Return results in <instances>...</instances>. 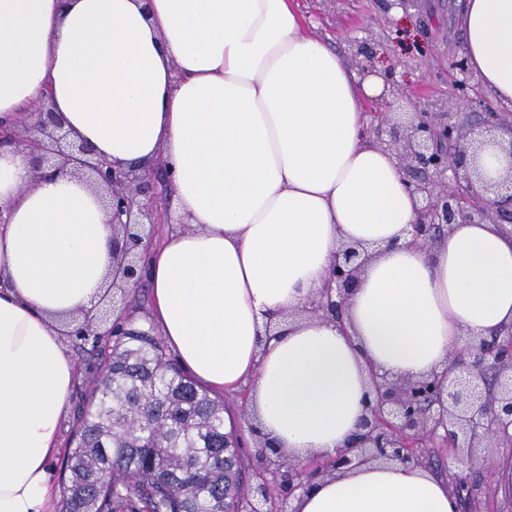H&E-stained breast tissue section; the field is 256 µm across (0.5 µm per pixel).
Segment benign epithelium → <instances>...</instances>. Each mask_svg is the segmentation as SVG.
<instances>
[{
  "mask_svg": "<svg viewBox=\"0 0 512 512\" xmlns=\"http://www.w3.org/2000/svg\"><path fill=\"white\" fill-rule=\"evenodd\" d=\"M464 75L459 94L446 102V111L413 112L401 119L394 99L404 95L386 76L392 100L368 112V125L378 143L391 150L408 177L409 187L422 201L418 220L411 225V244L426 247L448 232L453 224H498L512 227V116L490 111L481 120L485 132L509 136L510 175L494 183L484 180L471 165L479 147L472 131L459 121L453 108L473 97L472 76L464 59L452 62ZM25 151L37 179L69 173L87 179L104 195L108 223L113 230V265L110 289L127 297L141 283L143 240L147 224H169L171 177L165 166L147 171L110 162L83 141L70 138L51 93L27 113L6 126L0 124V149ZM371 259L359 244L342 242L333 255L318 296L305 304L301 315L328 318L344 325L347 302L358 275ZM112 312L103 303L82 314L83 329L94 336ZM372 389L366 398L358 430L344 448L324 456L321 466L283 456L268 442L257 445L261 468L246 495L234 487L224 490V512H282L271 493V483L288 478V491H307L321 478L342 474L374 462L426 466L419 445L440 439L454 451L462 465L457 481L449 483L459 512H472L478 479L495 464L486 454L491 448L512 452V328L482 338L450 356L443 371L416 379L391 378L369 367Z\"/></svg>",
  "mask_w": 512,
  "mask_h": 512,
  "instance_id": "1",
  "label": "benign epithelium"
}]
</instances>
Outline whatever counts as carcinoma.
I'll list each match as a JSON object with an SVG mask.
<instances>
[{
    "label": "carcinoma",
    "instance_id": "carcinoma-1",
    "mask_svg": "<svg viewBox=\"0 0 512 512\" xmlns=\"http://www.w3.org/2000/svg\"><path fill=\"white\" fill-rule=\"evenodd\" d=\"M75 415L60 512H224V398L200 385L146 323L97 342Z\"/></svg>",
    "mask_w": 512,
    "mask_h": 512
}]
</instances>
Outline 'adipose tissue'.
<instances>
[{"label": "adipose tissue", "mask_w": 512, "mask_h": 512, "mask_svg": "<svg viewBox=\"0 0 512 512\" xmlns=\"http://www.w3.org/2000/svg\"><path fill=\"white\" fill-rule=\"evenodd\" d=\"M463 49L512 104V0H466ZM310 34L295 0H0V121L51 92L73 137L110 161L172 173L186 225L152 249L155 325L202 385L249 387L266 439L301 460L355 433L368 370L418 378L512 325V236L456 224L408 244L419 198L371 143L382 96ZM0 512H50L48 459L76 381L63 333L112 270L99 197L69 174L34 180L0 154ZM373 257L346 324L298 317L341 241ZM296 512H457L446 482L393 463L325 478Z\"/></svg>", "instance_id": "obj_1"}]
</instances>
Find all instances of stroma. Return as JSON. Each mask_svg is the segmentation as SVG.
Listing matches in <instances>:
<instances>
[{
    "label": "stroma",
    "mask_w": 512,
    "mask_h": 512,
    "mask_svg": "<svg viewBox=\"0 0 512 512\" xmlns=\"http://www.w3.org/2000/svg\"><path fill=\"white\" fill-rule=\"evenodd\" d=\"M311 31L354 66L393 69L400 88L420 91L417 108L443 111L459 80L449 66L463 54L462 0H298ZM371 57L358 55V45Z\"/></svg>",
    "instance_id": "stroma-1"
}]
</instances>
